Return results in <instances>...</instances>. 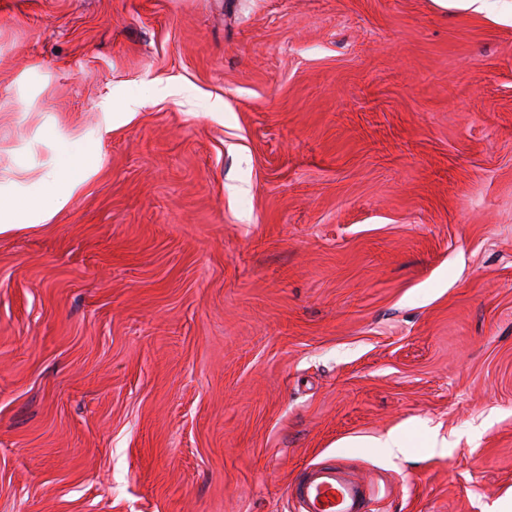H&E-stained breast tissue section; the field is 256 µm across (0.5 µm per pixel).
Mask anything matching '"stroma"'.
<instances>
[{
    "instance_id": "1",
    "label": "stroma",
    "mask_w": 512,
    "mask_h": 512,
    "mask_svg": "<svg viewBox=\"0 0 512 512\" xmlns=\"http://www.w3.org/2000/svg\"><path fill=\"white\" fill-rule=\"evenodd\" d=\"M72 152L0 233V512H289L328 458L382 512L512 502V24L0 0V188ZM86 166V158L77 155L66 167L47 169L34 189L14 193L0 189V233L50 219L78 188L80 181L73 179L71 171ZM370 443L369 447L380 448L385 454L395 457L405 454L407 448L403 433L398 430H391L383 437L372 439Z\"/></svg>"
}]
</instances>
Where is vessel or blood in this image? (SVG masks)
Here are the masks:
<instances>
[{
    "instance_id": "b4317fda",
    "label": "vessel or blood",
    "mask_w": 512,
    "mask_h": 512,
    "mask_svg": "<svg viewBox=\"0 0 512 512\" xmlns=\"http://www.w3.org/2000/svg\"><path fill=\"white\" fill-rule=\"evenodd\" d=\"M381 482L336 459L311 463L290 480L288 502L292 512H374Z\"/></svg>"
}]
</instances>
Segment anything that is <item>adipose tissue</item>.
<instances>
[{"label": "adipose tissue", "instance_id": "1", "mask_svg": "<svg viewBox=\"0 0 512 512\" xmlns=\"http://www.w3.org/2000/svg\"><path fill=\"white\" fill-rule=\"evenodd\" d=\"M86 165L85 158L76 156L69 160L67 166L47 169L36 188L14 193L0 191V233L50 219L79 185L71 175L72 170Z\"/></svg>", "mask_w": 512, "mask_h": 512}]
</instances>
